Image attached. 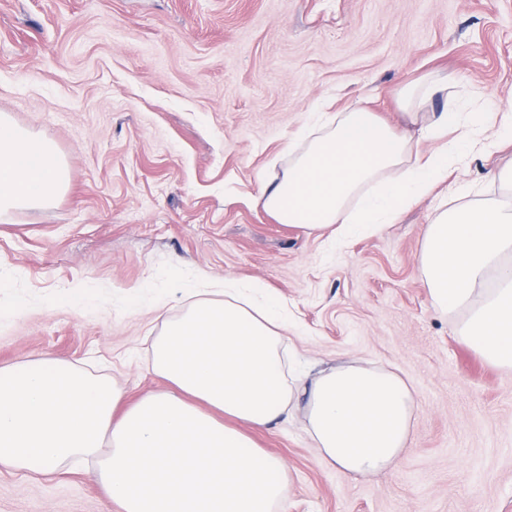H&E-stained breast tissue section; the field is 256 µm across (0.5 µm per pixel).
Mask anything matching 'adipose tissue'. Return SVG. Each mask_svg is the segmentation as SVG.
<instances>
[{
  "instance_id": "adipose-tissue-1",
  "label": "adipose tissue",
  "mask_w": 512,
  "mask_h": 512,
  "mask_svg": "<svg viewBox=\"0 0 512 512\" xmlns=\"http://www.w3.org/2000/svg\"><path fill=\"white\" fill-rule=\"evenodd\" d=\"M448 80L404 89L418 135L397 133L356 106L288 142V164L258 202L281 224L343 241L394 223L472 153L512 142V107L479 115L431 112ZM459 132L447 141L449 129ZM67 184L53 143L0 114V214L46 204ZM420 270L438 311L484 360L512 371V203L446 200L428 225ZM152 345L165 389L125 404L122 388L58 358L0 367V470L46 477L94 461L120 512H279L288 466L251 433L303 408L321 462L370 474L404 454L415 393L387 368L351 363L287 380L288 309L249 283L191 288Z\"/></svg>"
}]
</instances>
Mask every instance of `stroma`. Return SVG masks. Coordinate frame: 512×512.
Returning a JSON list of instances; mask_svg holds the SVG:
<instances>
[{
	"label": "stroma",
	"instance_id": "1",
	"mask_svg": "<svg viewBox=\"0 0 512 512\" xmlns=\"http://www.w3.org/2000/svg\"><path fill=\"white\" fill-rule=\"evenodd\" d=\"M430 73L465 111L511 107L512 0H0V113L68 164L63 193L0 215V367L68 360L131 403L163 386L150 349L186 308L175 271L255 282L288 304L291 372L393 367L417 396L407 453L371 476L320 464L301 409L255 432L288 465L283 512H512V372L458 340L419 275L442 198L488 190L512 146L339 246L256 204L320 100L400 129L402 88ZM0 512L120 510L81 466L0 471Z\"/></svg>",
	"mask_w": 512,
	"mask_h": 512
}]
</instances>
